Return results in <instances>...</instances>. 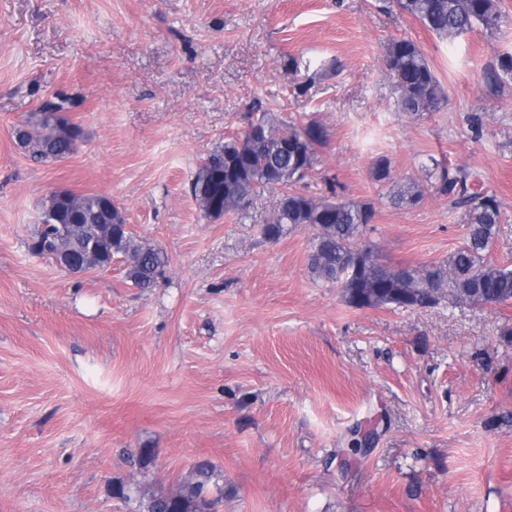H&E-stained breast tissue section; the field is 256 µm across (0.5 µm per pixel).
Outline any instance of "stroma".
<instances>
[{"label": "stroma", "instance_id": "stroma-1", "mask_svg": "<svg viewBox=\"0 0 512 512\" xmlns=\"http://www.w3.org/2000/svg\"><path fill=\"white\" fill-rule=\"evenodd\" d=\"M499 4L501 30L446 40L376 0H0V512H138L115 487L173 489L200 461L220 512H512V302L352 307L307 267L314 227L262 238L277 192L218 219L191 192L259 105L327 129L300 189L330 177L373 204L384 263L463 241L464 210L430 189L393 206L372 178L378 158L399 182L433 155L496 194L488 257L512 266V80L483 77L512 52ZM402 37L439 78L436 111L396 108L384 56ZM57 93L78 97L82 137L45 166L14 128ZM65 190L110 196L167 254L153 288L118 259L74 275L29 250Z\"/></svg>", "mask_w": 512, "mask_h": 512}]
</instances>
